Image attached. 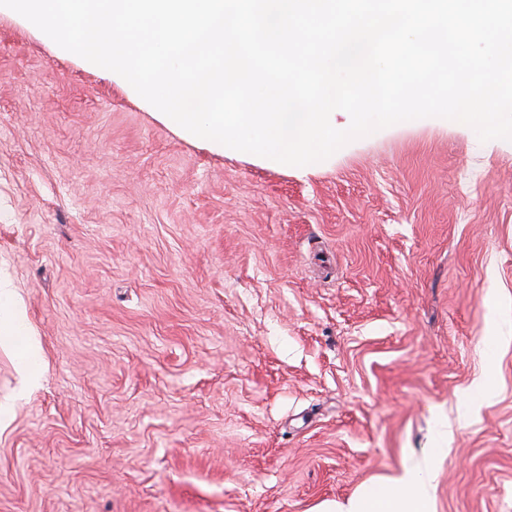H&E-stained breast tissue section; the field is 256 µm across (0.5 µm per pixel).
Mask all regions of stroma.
<instances>
[{
    "instance_id": "obj_1",
    "label": "stroma",
    "mask_w": 512,
    "mask_h": 512,
    "mask_svg": "<svg viewBox=\"0 0 512 512\" xmlns=\"http://www.w3.org/2000/svg\"><path fill=\"white\" fill-rule=\"evenodd\" d=\"M0 283V512H512L510 141L223 153L1 9ZM433 487L418 477L415 469L405 470L388 483L366 490L336 512H430Z\"/></svg>"
}]
</instances>
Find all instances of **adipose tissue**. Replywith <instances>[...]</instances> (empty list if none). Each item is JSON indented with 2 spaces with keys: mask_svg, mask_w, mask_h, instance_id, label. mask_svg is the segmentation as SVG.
I'll use <instances>...</instances> for the list:
<instances>
[{
  "mask_svg": "<svg viewBox=\"0 0 512 512\" xmlns=\"http://www.w3.org/2000/svg\"><path fill=\"white\" fill-rule=\"evenodd\" d=\"M432 501V485L409 469L337 507L336 512H430Z\"/></svg>",
  "mask_w": 512,
  "mask_h": 512,
  "instance_id": "1",
  "label": "adipose tissue"
}]
</instances>
